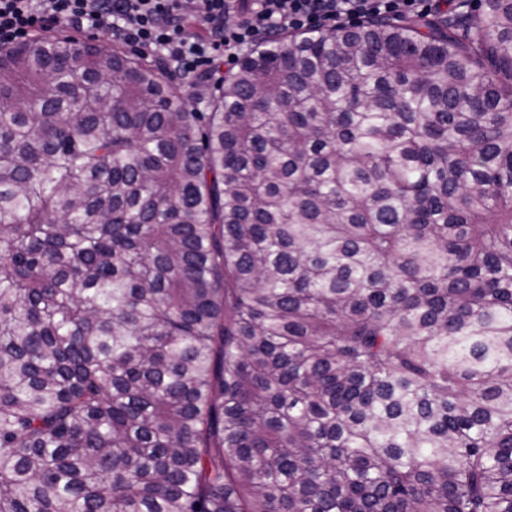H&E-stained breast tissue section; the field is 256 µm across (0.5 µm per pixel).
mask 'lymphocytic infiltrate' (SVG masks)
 Instances as JSON below:
<instances>
[{
  "mask_svg": "<svg viewBox=\"0 0 512 512\" xmlns=\"http://www.w3.org/2000/svg\"><path fill=\"white\" fill-rule=\"evenodd\" d=\"M443 0H0V46L68 26L111 28L143 55L187 74L223 64L283 32L318 33L371 18L434 16Z\"/></svg>",
  "mask_w": 512,
  "mask_h": 512,
  "instance_id": "1",
  "label": "lymphocytic infiltrate"
}]
</instances>
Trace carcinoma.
<instances>
[{
  "mask_svg": "<svg viewBox=\"0 0 512 512\" xmlns=\"http://www.w3.org/2000/svg\"><path fill=\"white\" fill-rule=\"evenodd\" d=\"M217 91L0 46V512H512V0Z\"/></svg>",
  "mask_w": 512,
  "mask_h": 512,
  "instance_id": "obj_1",
  "label": "carcinoma"
}]
</instances>
